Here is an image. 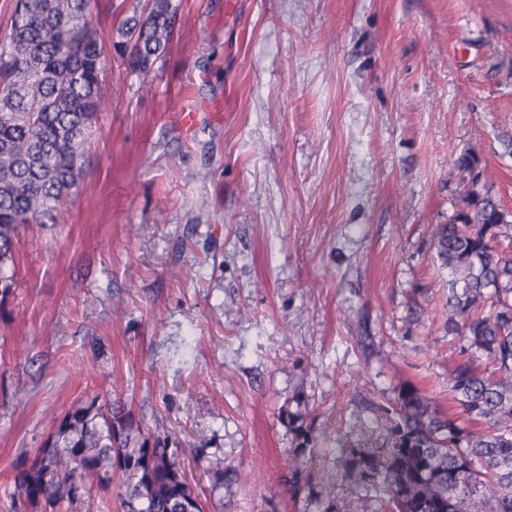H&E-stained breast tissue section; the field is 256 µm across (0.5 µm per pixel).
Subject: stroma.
Segmentation results:
<instances>
[{
  "instance_id": "1",
  "label": "stroma",
  "mask_w": 512,
  "mask_h": 512,
  "mask_svg": "<svg viewBox=\"0 0 512 512\" xmlns=\"http://www.w3.org/2000/svg\"><path fill=\"white\" fill-rule=\"evenodd\" d=\"M172 4L152 71L106 72L78 194L19 235L0 512L80 403L197 448L180 465L204 512H313L288 490L294 392L315 434L351 441L407 384L448 402L463 342L430 227L474 144L512 209V0ZM214 455L241 475L216 492Z\"/></svg>"
}]
</instances>
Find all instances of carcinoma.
<instances>
[{
  "label": "carcinoma",
  "instance_id": "1",
  "mask_svg": "<svg viewBox=\"0 0 512 512\" xmlns=\"http://www.w3.org/2000/svg\"><path fill=\"white\" fill-rule=\"evenodd\" d=\"M176 11L147 0L109 43L92 0H17L0 45V292L10 291L18 229L46 224L79 191L92 128L105 104L112 55L140 75L163 55ZM456 197L448 223L432 225L435 257L448 269L443 326L481 359L458 362L449 380L454 412L413 384L374 404L375 421L351 443L343 471L372 492L381 512H512V213L493 193V172L472 145L451 159ZM279 417L291 435L290 488L316 491L315 512H339L326 451L297 391ZM212 489L224 487V458L207 461ZM119 480L121 512H203L168 449L149 444L121 407L80 403L30 465L17 470L11 498L56 512L87 482Z\"/></svg>",
  "mask_w": 512,
  "mask_h": 512
}]
</instances>
